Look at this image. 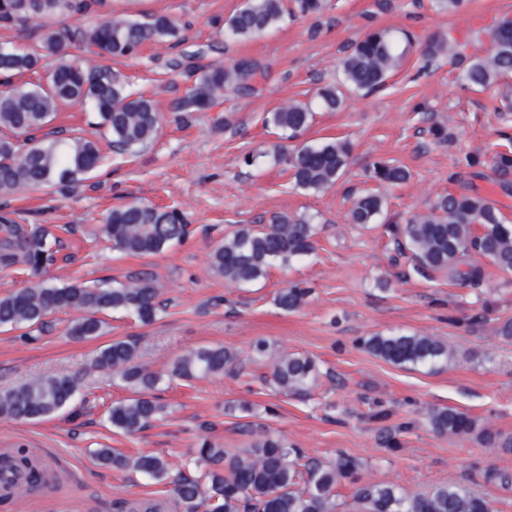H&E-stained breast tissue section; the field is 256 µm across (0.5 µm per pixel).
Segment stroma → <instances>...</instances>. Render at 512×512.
<instances>
[{
  "label": "stroma",
  "instance_id": "stroma-1",
  "mask_svg": "<svg viewBox=\"0 0 512 512\" xmlns=\"http://www.w3.org/2000/svg\"><path fill=\"white\" fill-rule=\"evenodd\" d=\"M243 0H140L139 10L163 13L179 24L178 38L149 41L138 56L115 67L132 87L154 100L161 115L155 143L134 161L108 155L91 178L68 194L28 191L7 199L19 224L71 225L57 261L32 271L0 265V296L46 279L93 282L147 271L162 289L165 313L150 324L114 313L97 339L68 334L78 311L48 316L37 340L0 329V390L31 378L67 372L77 377L82 402L38 422L0 418V451L24 444L54 469L58 484L0 512H113L115 501L169 497L164 484L97 463L92 453L114 448L136 456L154 454L170 465L187 461L202 433L232 453L249 444L234 429L228 405L248 402V422L281 435L308 455L333 458L344 451L363 464V479L395 483L420 492L448 481L474 486L494 512H512V486L487 480L489 470L512 473V453L484 447L476 436L434 434L427 414L453 408L512 435V339L498 334L512 320V277L484 264L477 287L415 273L384 225L349 223L353 192L365 187V168L375 160L407 167L410 179L387 188L388 217L397 223L426 213L447 194L479 195L497 204L512 225V194L500 185L492 154L500 132H512V77L484 90L464 87L463 66L426 61L430 40L449 36L466 58L486 54L498 20L512 17V0H464L448 13L433 0H326L316 15L285 18L260 37L230 41L224 21ZM406 30L413 42L401 68L377 93L347 96L336 111L316 109L301 140L347 139L346 175L331 190L311 194L295 187L276 159L284 141L263 118L275 106L316 99L338 85L340 61L350 43L371 30ZM260 64L264 79L253 90H225L205 112H180L178 100L193 86L186 66ZM442 135H434V127ZM254 165H245V158ZM476 165H467V158ZM142 201L181 212L189 233L180 245L141 257L113 250L101 226L113 207ZM302 216L316 224L315 251L287 267L270 270L258 283L235 287L211 266L210 254L241 224H264L274 215ZM304 281L314 293L295 312L280 310L276 293ZM406 332L442 339L454 350L447 367L433 372L390 365L357 346L373 333ZM116 339H133L140 362L164 373L172 360L202 345L236 351L240 372L185 384L161 385L156 396L162 420L125 435L114 432L107 408L130 397L110 371L92 368L93 352ZM266 340L277 353L306 354L322 376L307 396L277 393L264 383L267 361H251V348ZM394 437L397 448L386 447Z\"/></svg>",
  "mask_w": 512,
  "mask_h": 512
}]
</instances>
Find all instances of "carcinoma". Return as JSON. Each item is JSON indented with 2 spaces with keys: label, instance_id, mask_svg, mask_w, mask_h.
<instances>
[{
  "label": "carcinoma",
  "instance_id": "cac0c4a2",
  "mask_svg": "<svg viewBox=\"0 0 512 512\" xmlns=\"http://www.w3.org/2000/svg\"><path fill=\"white\" fill-rule=\"evenodd\" d=\"M92 0H0V23L24 27L33 19L48 23L38 43L15 45L0 42V74L33 76L11 83L0 94V198L36 189L68 191L88 179L98 167L101 153L97 141L58 132H44L61 107L90 106L96 125L105 130L113 150L135 156L156 140L160 117L151 99L132 92L122 76L105 60L135 55L149 40L172 39L179 29L173 18L155 14L140 21L126 14H109L101 21L73 33L62 32L51 23L86 13ZM324 0H245L225 21L224 34L243 40L261 35L280 24L285 15L320 13ZM408 47L387 31L366 34L352 44L342 62L344 87L369 94L382 88L401 67ZM89 53L99 61L80 63L77 56ZM433 60L459 55L458 44L433 39L422 50ZM261 68L252 62L211 66L203 70L196 86L177 104L181 112H203L224 95V89L248 91ZM512 75V17H503L491 35L486 55L472 60L465 70L467 85L485 89L498 79ZM320 105L335 111L345 102L337 88L319 92ZM313 112L303 103L291 101L268 113L266 122L296 139L311 125ZM502 149L493 155V166L508 189L512 174V135L500 132ZM351 145L342 139L303 145L280 155L292 171L295 186L314 193L333 188L349 165ZM369 178L379 185L397 186L410 178L407 168L390 161H375ZM387 201L379 192L353 197L348 217L367 227L379 223ZM48 224H17L0 216V263L22 262L38 270L54 261L60 243ZM398 248L411 255L413 269L424 276L441 274L452 281L477 285L483 267L468 262L472 255L487 259L503 275L512 276V225L503 222L497 205L481 196L441 197L422 215L391 227ZM103 236L115 250L149 256L180 243L187 235L182 216L144 203L112 209L102 225ZM316 227L303 219L279 215L267 224H240L210 255L214 270L224 281L245 286L264 279L275 265H288L314 250ZM311 289L290 284L278 291L275 304L286 312L299 310ZM161 288L152 275L141 272L124 281H102L92 285L52 280L19 288L0 297V327L37 328L54 311L82 312L70 328L77 340L102 334L101 315L114 311L135 314L144 323L155 320L163 310ZM358 344L370 355L394 366L435 371L449 364L454 352L434 336L418 333H375L362 336ZM241 364L237 353L221 346L203 345L175 358L169 375L190 382L203 376H218ZM92 367L108 369L129 387L133 396L113 403L107 410L112 429L133 434L163 417L164 406L154 391L163 375L138 360L137 347L128 340H114L96 350ZM320 376L318 363L305 355H283L272 362L271 377L284 394L305 396ZM78 393L72 375L59 372L40 376L15 387L0 390V418L34 421L54 416L70 407ZM431 430L438 436L477 434L492 448L512 450V438H504L452 408L429 413ZM251 438L245 455L227 453L202 435L195 451L194 471L189 464L173 468L153 454L129 457L110 448L94 455L103 465L131 469L171 487L184 512H341L336 489L344 481L355 484V512H491V503L468 484L450 481L425 492L410 493L392 483L363 482L359 461L344 451L335 459L321 461L284 438L257 431L249 424L239 426ZM50 483L48 469L34 461L22 444L0 455V499L14 498L18 489L32 490ZM115 512H161L159 501L142 498L113 503Z\"/></svg>",
  "mask_w": 512,
  "mask_h": 512
}]
</instances>
